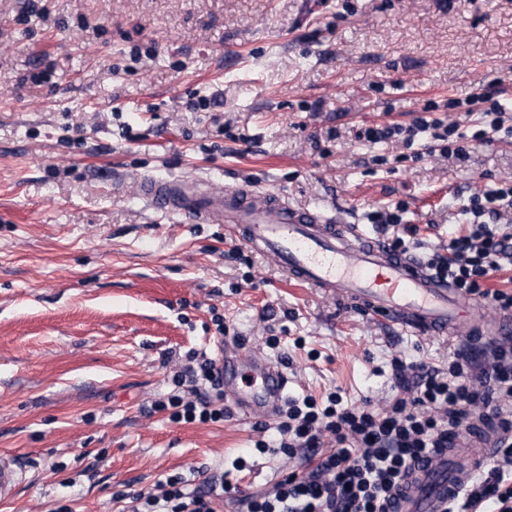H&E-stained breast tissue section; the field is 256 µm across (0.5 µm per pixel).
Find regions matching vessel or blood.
<instances>
[{"mask_svg": "<svg viewBox=\"0 0 512 512\" xmlns=\"http://www.w3.org/2000/svg\"><path fill=\"white\" fill-rule=\"evenodd\" d=\"M138 187L153 207L223 224L228 236L271 258L291 280L388 325L420 335L463 336L474 347L512 339L511 314L482 315L476 301L417 258L392 251L382 237L364 234L358 225L334 223L322 210L297 208L284 196L249 184L224 192L145 175ZM242 366L249 379L244 389L235 383L231 361L221 363L225 400L247 416L272 417L286 395L287 377L255 356ZM497 441L493 431L469 435L461 447L416 466L395 496V512H445L449 496L469 470L490 460ZM22 480L16 460L0 458V497L12 496Z\"/></svg>", "mask_w": 512, "mask_h": 512, "instance_id": "b4317fda", "label": "vessel or blood"}]
</instances>
